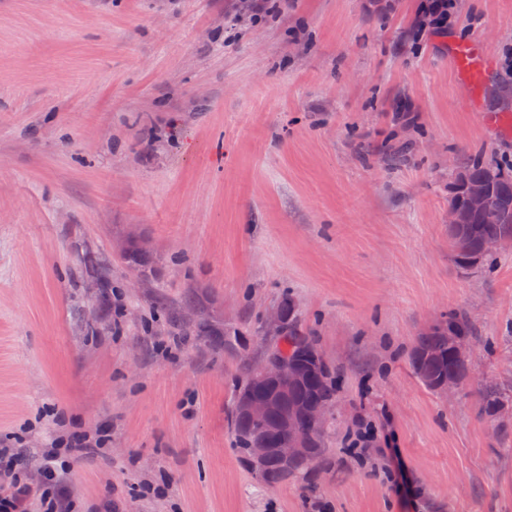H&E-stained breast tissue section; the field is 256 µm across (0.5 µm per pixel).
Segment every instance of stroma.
Listing matches in <instances>:
<instances>
[{
  "instance_id": "1",
  "label": "stroma",
  "mask_w": 512,
  "mask_h": 512,
  "mask_svg": "<svg viewBox=\"0 0 512 512\" xmlns=\"http://www.w3.org/2000/svg\"><path fill=\"white\" fill-rule=\"evenodd\" d=\"M425 2L0 0V443L107 430L74 504L512 512V252L463 267L448 238L449 161L512 162V0H451L421 34ZM460 40L493 59L469 89ZM287 300L337 391L323 469L268 486L231 413ZM452 312L451 396L408 355ZM449 8L450 5L447 0H429L418 19V31L430 33L441 32L448 21Z\"/></svg>"
}]
</instances>
